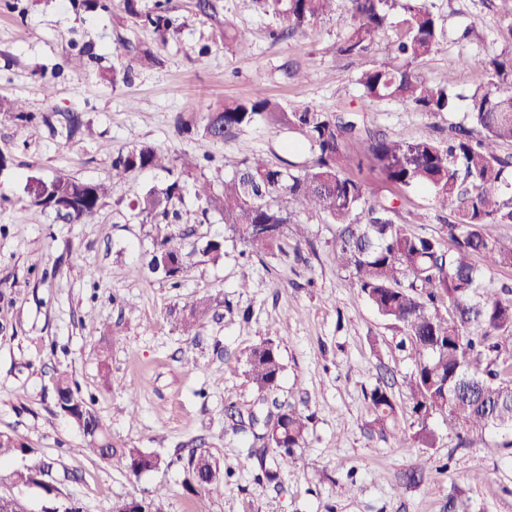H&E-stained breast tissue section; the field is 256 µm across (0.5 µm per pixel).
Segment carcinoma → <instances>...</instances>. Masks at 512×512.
Wrapping results in <instances>:
<instances>
[{
	"label": "carcinoma",
	"mask_w": 512,
	"mask_h": 512,
	"mask_svg": "<svg viewBox=\"0 0 512 512\" xmlns=\"http://www.w3.org/2000/svg\"><path fill=\"white\" fill-rule=\"evenodd\" d=\"M138 0H121L127 15L149 26L161 43L175 31V19L164 0L152 11L138 9ZM281 22L277 37H288L336 13L339 0H256ZM404 14V30L388 42L383 59L357 71L356 83L365 101L400 102L430 118H444L453 105L452 80L434 83L419 70L432 55L442 34L440 18L429 0H349V21L336 48L337 56L352 63L363 59L380 34L391 24L394 10ZM484 80L469 96L467 122L448 124V137L422 136L396 139L378 134L359 123L351 112H320L305 103L287 107L257 92L224 102L206 113L201 124L186 127L204 141L218 142L234 131L267 120L299 135L314 160L299 173L295 163L274 167L262 157L224 158L230 174L215 191L205 174L195 182L202 215L214 208L224 223L239 235L244 252L273 255L288 246V225L296 228L294 250L303 243L298 213L326 215L336 224V256L348 269L356 286L376 311L402 331L401 344H409L416 369L407 381L411 411L417 428L407 432L398 425L391 385L378 382L368 395L373 423L383 434L418 448L440 447V437L429 424L435 414L463 431L460 446L471 447V433L493 430L499 446L512 457V355L501 356V343L512 338V287L500 291L482 286L484 267L512 268V238L492 237L488 224H512V155L499 154L512 144V51L482 62ZM364 145L372 168L395 189L405 192L425 188L437 209L448 216L443 235L427 237L411 224L397 222L394 204L380 198L365 179L348 174L352 158L348 145ZM170 159L142 145L119 154L112 163V181H88L67 175L51 180L30 176L28 196L33 205L55 210L61 202L67 211L57 217L76 224H91L101 200L134 169H168ZM180 179L159 191H150L132 203L137 215L154 224L148 266L175 281L185 255L181 236L173 230L180 219ZM214 309L209 297L185 306L180 317L190 336ZM280 348L272 336L254 345L246 357V376L257 400L269 403L264 420L254 412L243 416L231 406L237 426L263 423L253 433L248 454L257 459L254 483L265 489L277 478L266 466L274 453L277 467L292 463L295 449L306 444L307 417L294 407L277 403L273 394L283 375ZM56 407L69 414L86 441V451L103 459L118 455L129 475L139 477L158 468L162 458L142 448H120L68 377L55 383ZM33 449L19 438L0 434V460L29 457L13 473L22 484H43L50 464L31 456ZM173 462L183 471L187 494L205 498L224 492V467L208 448L179 451Z\"/></svg>",
	"instance_id": "carcinoma-1"
}]
</instances>
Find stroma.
Listing matches in <instances>:
<instances>
[{
    "mask_svg": "<svg viewBox=\"0 0 512 512\" xmlns=\"http://www.w3.org/2000/svg\"><path fill=\"white\" fill-rule=\"evenodd\" d=\"M197 0H170L180 30L159 43L151 29L128 22L119 5L104 11L74 0H0V97L24 102L33 116L26 136L14 116L0 114V433L23 439L51 463L52 492L15 484L21 458L0 466V497L21 500L27 512L59 502L82 512H112L118 500L162 488L163 512H448L455 494L474 512H512V459L491 432L474 447L457 445V427L434 415L437 448L400 445L379 433L367 399L378 375L393 383L400 424L414 416L405 384L415 369L402 333L378 314L336 257V227L324 216L302 214L309 243L300 253L242 255L237 235L218 213L202 218L183 160L204 163L207 175L224 159L255 154L272 163H311L305 148L288 149L294 136L258 122L217 143L177 130L199 123L224 101L266 96L322 112L357 111L360 121L391 137L438 135L445 122L462 121L481 79V60L512 49L506 26L512 0H433L442 19L438 52L420 65L435 81L453 79L457 94L446 119H433L398 102L364 103L355 66L336 56L347 5L305 34L273 40L278 22L256 0H218V15L200 13ZM231 26L248 44L224 46ZM468 38H461L462 30ZM125 43L126 56L112 46ZM93 56L81 70L68 59L82 46ZM150 50L155 62L134 65L128 81L112 72L126 57ZM84 126L67 136L70 114ZM51 115L43 123L42 115ZM148 144L174 161L170 171H134L116 183L92 224H69L31 204L28 177L66 174L108 181L119 153ZM183 186L181 218L186 264L178 284L150 273L153 231L129 204L173 179ZM399 220L437 236L442 225L429 191L397 193ZM224 243L212 261L203 243ZM231 300L235 313H217L197 335H185L178 310L192 299ZM274 334L284 374L278 401L307 415V445L281 469L278 486L256 491L247 434L234 430L225 408L251 407L245 376L252 346ZM108 359H101V351ZM76 382L113 440L159 454L160 469L134 478L119 458L84 450L78 425L55 406L57 376ZM205 443L230 477L223 495L197 498L182 487L173 465L178 449ZM418 468V484L401 477ZM481 481H472L474 473Z\"/></svg>",
    "mask_w": 512,
    "mask_h": 512,
    "instance_id": "1",
    "label": "stroma"
}]
</instances>
